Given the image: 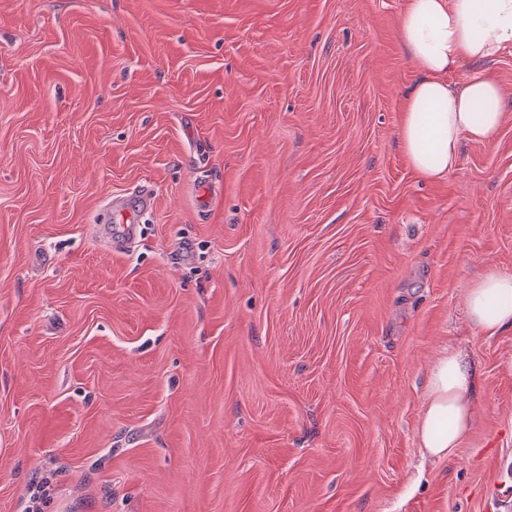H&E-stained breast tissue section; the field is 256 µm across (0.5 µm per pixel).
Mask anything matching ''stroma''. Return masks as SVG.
<instances>
[{"mask_svg":"<svg viewBox=\"0 0 512 512\" xmlns=\"http://www.w3.org/2000/svg\"><path fill=\"white\" fill-rule=\"evenodd\" d=\"M405 0H0V512H488L512 501L501 132L448 176L399 148ZM146 185L138 245L108 201ZM208 199H201L202 189ZM478 362L449 460L416 427ZM466 310L471 323L490 336L512 330V272L480 278L468 291ZM479 366L458 351L445 349L431 365L416 437L422 455L450 459L469 435L472 404L480 391Z\"/></svg>","mask_w":512,"mask_h":512,"instance_id":"1","label":"stroma"}]
</instances>
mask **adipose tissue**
Listing matches in <instances>:
<instances>
[{"instance_id": "obj_1", "label": "adipose tissue", "mask_w": 512, "mask_h": 512, "mask_svg": "<svg viewBox=\"0 0 512 512\" xmlns=\"http://www.w3.org/2000/svg\"><path fill=\"white\" fill-rule=\"evenodd\" d=\"M397 40L417 76L403 97L400 146L428 180L454 170L463 140H493L502 123V93L483 63L512 48V0H405ZM469 65L458 81L451 73ZM471 323L488 335L512 330V272L491 271L469 289ZM478 365L444 350L431 365L416 437L423 455L452 458L473 424Z\"/></svg>"}]
</instances>
